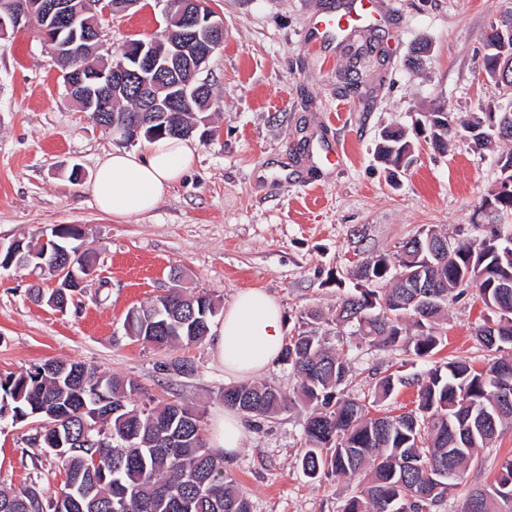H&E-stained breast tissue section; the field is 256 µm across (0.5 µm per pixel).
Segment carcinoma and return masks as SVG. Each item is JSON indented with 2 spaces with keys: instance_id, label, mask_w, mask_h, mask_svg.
<instances>
[{
  "instance_id": "cac0c4a2",
  "label": "carcinoma",
  "mask_w": 512,
  "mask_h": 512,
  "mask_svg": "<svg viewBox=\"0 0 512 512\" xmlns=\"http://www.w3.org/2000/svg\"><path fill=\"white\" fill-rule=\"evenodd\" d=\"M136 89L120 95L119 117L138 116ZM442 120L430 142L443 149L448 140L466 136L482 146L494 138L512 141V109L455 118L436 109ZM413 152L401 130L389 128L376 155L395 172L401 156ZM503 178L482 196L476 211L512 214V153L505 156ZM474 234L451 240L434 228L409 238L394 252L362 259L352 272L356 293L342 298L327 317L304 313L310 329L289 337L280 360L296 371L299 382L290 392L267 385L230 387L257 402L248 417H270L301 405L308 409L306 448L300 464L312 480L362 477L347 489L340 512H389L397 499L402 512H432L469 467L478 450L496 438L512 420V384L499 380L512 358L476 370L460 359L414 378L417 406L397 416L371 414L404 378L388 374L376 384L374 403L346 395L342 386L349 366L341 356L340 336L349 334L378 348L402 346L428 357L441 343L437 321L448 300L467 294L475 283L482 300L498 315L496 325L477 336L488 349L512 347V224L472 223ZM129 336L158 348L203 339L220 312L206 293L176 289L137 308ZM327 329L320 332L318 326ZM139 386L81 362L48 360L26 372L0 377V402L11 420L43 421V448L58 457L66 481L49 502L51 512H251L246 494L224 456L208 448L201 418L174 403L139 409L132 396ZM184 428L179 447L164 438ZM69 438L65 448L52 447L57 434ZM454 470V479L438 475ZM0 512H44L32 489L0 487ZM461 512H512V456L501 460L488 487L472 490Z\"/></svg>"
}]
</instances>
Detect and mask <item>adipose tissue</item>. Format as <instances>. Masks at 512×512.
Here are the masks:
<instances>
[{"label":"adipose tissue","mask_w":512,"mask_h":512,"mask_svg":"<svg viewBox=\"0 0 512 512\" xmlns=\"http://www.w3.org/2000/svg\"><path fill=\"white\" fill-rule=\"evenodd\" d=\"M197 150L184 139L145 143L138 151L112 149L96 164L91 194L97 207L118 219L152 212L192 171ZM279 303L266 290H240L224 310L215 356L227 374L250 379L274 363L285 341Z\"/></svg>","instance_id":"1"}]
</instances>
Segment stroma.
Instances as JSON below:
<instances>
[{
  "label": "stroma",
  "mask_w": 512,
  "mask_h": 512,
  "mask_svg": "<svg viewBox=\"0 0 512 512\" xmlns=\"http://www.w3.org/2000/svg\"><path fill=\"white\" fill-rule=\"evenodd\" d=\"M352 0H213L224 44L206 76V111L215 139L193 137L194 170L151 213L117 220L94 204L98 157L117 143L89 113L78 111L58 66L34 31L0 37V244L49 237L79 224L96 274L59 310L29 295L54 288L51 275L0 269V376L45 361L83 362L139 384L135 406L181 402L199 413L203 430L224 410L236 385L215 357V338L157 349L128 336L129 310L163 295L170 273L181 285L229 305L238 291L266 289L279 303L288 335L304 311L331 314L352 293L359 261L397 250L431 226L466 232L481 197L502 176L499 160L512 142L483 149L465 137L444 153L420 131L426 112H497L508 100L482 75L485 35L512 14V0H371L352 29L311 43L328 10ZM164 0H141L99 19L103 47L118 51L163 29ZM429 51L414 64L413 49ZM390 125L404 129L414 162L398 176L377 160ZM80 167L82 180L70 177ZM497 317L477 292L450 301L430 357L383 350L357 337L343 354L346 394L368 402L385 373L422 374L451 358L482 368L499 353L475 336ZM305 408L244 418L239 451L225 459L251 512H339L347 480L313 481L298 463L305 446ZM39 419L0 421V485L50 498L66 480L61 461L42 448ZM512 455V424L481 451L457 488L434 512H460L466 495L493 482Z\"/></svg>",
  "instance_id": "1"
}]
</instances>
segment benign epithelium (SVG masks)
<instances>
[{"label":"benign epithelium","mask_w":512,"mask_h":512,"mask_svg":"<svg viewBox=\"0 0 512 512\" xmlns=\"http://www.w3.org/2000/svg\"><path fill=\"white\" fill-rule=\"evenodd\" d=\"M0 0V36L21 27L36 31L50 49L58 65L59 76L75 102H83L100 114L112 111L119 93L133 87L143 95L145 119L126 126L122 141L135 142L140 136L150 138L179 129L167 126L166 113L175 108L193 111L194 104L207 91L208 81L200 78L213 54L224 43V23L216 19L210 0H167L165 26L149 41H129L113 64L92 58L102 50L95 43L90 19L106 13L124 12L140 0ZM512 75V56L500 50L495 67L484 73L493 83ZM84 235L75 236L65 248L56 241L41 239L40 251L16 239L9 244L11 262L31 264L35 269L52 271L56 287L72 288L94 276V267L75 266L72 257L83 252Z\"/></svg>","instance_id":"benign-epithelium-1"}]
</instances>
